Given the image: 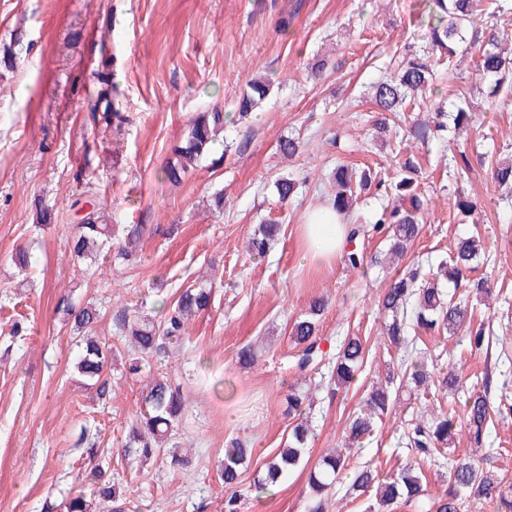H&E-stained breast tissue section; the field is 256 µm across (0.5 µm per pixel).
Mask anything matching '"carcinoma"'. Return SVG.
Here are the masks:
<instances>
[{"instance_id":"1","label":"carcinoma","mask_w":512,"mask_h":512,"mask_svg":"<svg viewBox=\"0 0 512 512\" xmlns=\"http://www.w3.org/2000/svg\"><path fill=\"white\" fill-rule=\"evenodd\" d=\"M424 4L417 26L423 28L428 47L418 52L405 50L394 74L370 87V101L377 109L374 126L381 134L392 128L390 114L414 111L419 101L433 91L435 73L430 58L437 53L438 61L441 62L454 56L453 44L464 30L484 33L483 44L478 47L477 68L488 83V100L496 102L512 85L508 81V64L512 63V58L504 55L512 37L507 29L498 27L500 16L505 14L502 5L494 0L491 3L487 0H424ZM270 87L271 82L266 77L255 76L249 79L247 90L236 102L238 116L242 119L249 116L257 104L268 97ZM452 106L450 113L438 109L434 116L412 123L408 135L420 144L427 145L446 138L450 122L457 135L467 130L472 121V113L466 96L459 94ZM225 121L224 110L218 105L207 112L197 113L183 139L172 149L173 158L162 170L163 179L172 184L181 182L182 177L211 152L224 133ZM490 170L491 178L498 187L506 191L512 189V158L490 165ZM420 173L419 161L411 157L405 159L400 164L396 180L391 183V190L402 203L384 207L372 222L361 224L350 219L353 204L359 194L376 184L377 174L369 168L361 169L348 164L337 166L334 173L335 190L327 193L326 203L346 218L349 224L346 243L376 233L389 242L388 252L399 257L405 256L422 230L418 214L422 210L423 200L416 191ZM274 187L279 201L285 202L294 196L297 184L294 179L283 176L275 181ZM80 210L82 214L76 219L72 236V256L77 260L112 247V225L104 222L92 195L84 196ZM277 229L276 224L259 225L248 241V252L258 256L264 254ZM141 234L142 225L128 227L127 242L117 248L116 257L125 262L131 261L135 257L132 251L134 242ZM482 250L481 237L475 233L460 239L450 260L440 262L434 270L412 263L396 271L381 301L382 309L391 316V322L386 325L387 347L401 349L414 345L421 332L446 331L448 335L454 336L462 331L465 349L470 353L476 354L489 348L490 338L486 336L484 323L467 322V310L453 302L445 291L447 283L466 279L475 294L488 292L487 281L471 277ZM211 295L210 288H187L158 321L120 314L117 325L122 337L138 354V357L130 359L129 371L135 374L141 370L142 357L165 355L170 348L183 344L186 341L187 321L207 310ZM325 306L324 299H312L309 312L291 328V338L297 349L294 368L301 373L323 359L317 317ZM61 309L73 319L74 329L80 334L76 371L90 382L98 398H107L110 394L107 372L112 360V347L92 335L100 318L99 310L89 305L76 307L65 299L62 300ZM408 324L413 326L412 337L407 336ZM364 358L365 346L357 336L345 340L339 346L331 374L336 389L351 385ZM396 380L399 381V387L408 388L420 396L429 393L424 365L412 358L402 360L400 375L392 374L385 383L375 387L367 399V410L352 418L349 425L351 442L359 443L372 436L376 419L388 414L391 404L390 384ZM491 385L492 376L486 372L481 377L483 391L470 395L463 404L469 439L475 448L481 447L491 419L492 406L487 397ZM183 415L184 397L180 387L163 375L152 379L142 393L140 413L127 431L124 453L136 456L140 463L147 465L166 450L170 467L175 470L188 467L191 462L189 449H168L173 431ZM456 423V409L450 406L435 417L422 416L413 420L404 430V439L408 447L416 449L422 458L430 460L452 447ZM309 436L307 422L302 420L296 423L288 436V445L278 449L265 461L258 485L264 488L273 486L297 467L304 457ZM251 455L252 449L243 441L235 439L226 445L224 460L217 469L224 491L228 492L224 501L225 512H239L238 487L242 467ZM345 470L344 455L332 453L321 458L309 475L311 497L307 512H328L330 492ZM83 478L97 486L99 503L111 505V512H124L123 492L112 481L104 479V473L97 466L87 467ZM349 489L373 493L378 512H394L401 505L419 504L428 496L423 472L412 465L385 478L365 465L354 470ZM464 499L479 505L493 504L497 512H512V487L507 485L505 477L469 459L460 462L450 471L448 486L434 502V508L436 512H460Z\"/></svg>"}]
</instances>
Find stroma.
Here are the masks:
<instances>
[{
  "instance_id": "35a3bbf8",
  "label": "stroma",
  "mask_w": 512,
  "mask_h": 512,
  "mask_svg": "<svg viewBox=\"0 0 512 512\" xmlns=\"http://www.w3.org/2000/svg\"><path fill=\"white\" fill-rule=\"evenodd\" d=\"M419 9V0H0V52L13 55L12 64H0V512H61L88 492L81 473L91 463L124 485L127 512H224L216 467L234 438L254 450L240 512H307L310 470L343 446L391 362L380 300L393 271L373 261L386 244L365 240L360 269L339 257L316 266L302 256L301 226L340 164L375 168L390 181L396 156L420 155L426 207L408 260L436 267L459 239L480 232L485 257L477 273L495 296L480 302L462 284L448 292L484 313L489 349L466 355L457 337L440 333L426 336L421 357L438 386L435 404L461 406L485 371L493 377L491 403L512 404V198L488 168L467 180L449 177L447 142L423 146L403 131L384 140L373 126L369 88L393 71L405 47L422 45L410 25ZM319 59L327 65L317 73L311 66ZM435 74L440 95L462 89L476 107L456 148L472 158L512 156V95L490 109L482 81L444 65ZM256 75L270 78L272 91L239 119L236 100ZM110 100L127 117L122 126L102 118ZM216 105L227 114L226 143L182 183L162 181L159 170L191 119ZM288 137L301 149L286 160L277 144ZM282 174L298 183L285 203L272 187ZM87 180L115 236L143 225L136 262L109 253L92 265L74 262L71 204ZM459 194L476 204L470 217L456 214ZM44 208L55 219L42 226ZM268 222L279 224L278 235L264 255L247 254L249 235ZM21 243L32 249L25 273L14 262ZM203 281L212 286L211 304L189 320L185 344L128 372L117 315L160 318L164 302ZM317 296L327 302L323 338L334 346L347 336L366 342L361 372L340 391L329 383V362L302 376L292 366L291 328ZM64 299L100 312L95 333L116 354L110 398L97 399L74 369L78 349L59 307ZM19 314L27 331L14 341L10 321ZM251 343L261 347L258 358L240 365L238 352ZM451 373L460 380L452 392L441 385ZM152 375L182 387L176 437L191 450V468L172 469L163 458L142 468L122 453ZM297 382L310 396L308 451L273 491H251L256 470L296 423L288 396ZM228 386L249 398L248 411L227 412ZM391 398L373 436L348 454L350 468L367 462L389 475L415 461L401 434L420 404L405 391ZM484 446V463L512 483V416H493Z\"/></svg>"
}]
</instances>
